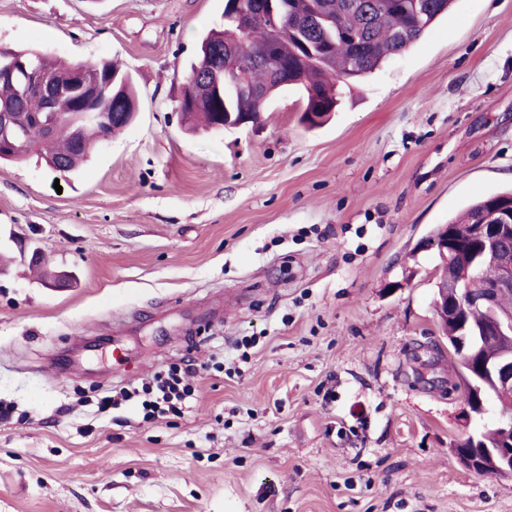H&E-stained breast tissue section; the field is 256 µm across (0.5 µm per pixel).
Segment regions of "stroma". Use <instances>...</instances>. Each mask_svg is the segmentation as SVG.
I'll use <instances>...</instances> for the list:
<instances>
[{"mask_svg": "<svg viewBox=\"0 0 512 512\" xmlns=\"http://www.w3.org/2000/svg\"><path fill=\"white\" fill-rule=\"evenodd\" d=\"M223 21L224 0H0V49L119 61L139 98L77 172L0 163V512H512V478L451 451L499 412L466 416L444 263L416 249L512 187V0H453L321 127L288 91L188 134ZM187 358L183 417L98 412Z\"/></svg>", "mask_w": 512, "mask_h": 512, "instance_id": "1", "label": "stroma"}]
</instances>
